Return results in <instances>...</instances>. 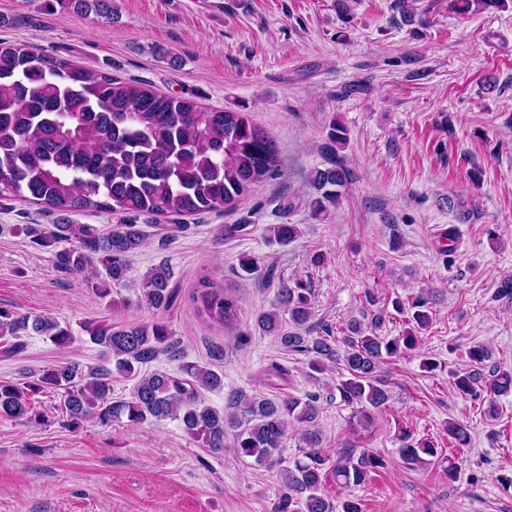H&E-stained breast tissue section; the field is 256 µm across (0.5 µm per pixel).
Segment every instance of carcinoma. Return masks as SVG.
<instances>
[{"mask_svg":"<svg viewBox=\"0 0 512 512\" xmlns=\"http://www.w3.org/2000/svg\"><path fill=\"white\" fill-rule=\"evenodd\" d=\"M56 1L85 15L112 13L110 0H45V8H53ZM474 5L505 7L504 0H456L460 14L469 13ZM277 162L270 136L244 112L202 111L191 100L78 67L24 45L0 43V199L27 201L49 214L86 210L123 215L126 222L106 231L93 224H55L48 231L39 224L21 228L43 248L74 243L54 252L55 264L87 273V282L101 299L112 296V283L126 279L129 256L145 243L136 219L231 211L253 185L276 171ZM348 179L341 165L311 173L314 215L339 202ZM267 231L286 245L297 236V225L271 224ZM141 288L145 302L155 310L168 311L178 300L164 266L151 269ZM278 296L280 310L262 313L258 325L276 335L284 348L310 357L316 370L327 362L342 364L346 378L336 386L341 401L374 409L388 400L376 378L378 369L385 359L415 349L417 331L431 319L430 298L422 293L409 304L413 327L405 334L392 339L378 335L382 317L377 315L368 325L353 318L343 332L341 351L340 342L330 335L300 333L312 315L311 290L306 285L284 282ZM191 301L211 323L226 330L236 328L238 300L225 289L204 279ZM281 310L288 313L294 329L283 328ZM81 329L103 348L102 362L59 363L30 373V380L19 385L0 383V418H23L36 396L60 391L67 425L73 429L87 420L108 425L124 419L138 425L171 418L189 436L216 450L224 447V436L231 431L238 454L269 467L282 461L292 418L305 425L304 447L291 466L281 469L284 491L274 512H362L356 498L338 506L331 503L321 493L322 481L329 475L338 485H362L385 461L368 450L357 453L345 448L334 460L320 451L321 436L314 427L318 395L273 401L233 392L221 413L204 403L200 390H223V372L185 360L165 319L132 327L88 321ZM27 332L60 348L76 340L68 324L0 308V337L16 339L5 354L22 350L19 334ZM161 356L176 362L177 372L141 373L142 367ZM468 358L472 369L454 380L460 394L475 396L481 386L493 394L512 391V370L496 366L484 370L492 358L486 347H472ZM116 376L138 377L129 397H112ZM401 441L399 453L408 465L438 457L430 443L413 442L408 434Z\"/></svg>","mask_w":512,"mask_h":512,"instance_id":"1","label":"carcinoma"}]
</instances>
